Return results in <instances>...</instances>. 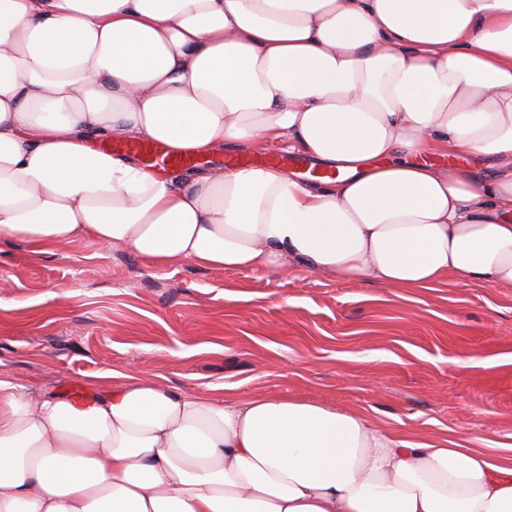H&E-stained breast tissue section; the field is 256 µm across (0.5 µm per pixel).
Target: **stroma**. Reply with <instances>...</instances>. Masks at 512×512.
<instances>
[{"label": "stroma", "mask_w": 512, "mask_h": 512, "mask_svg": "<svg viewBox=\"0 0 512 512\" xmlns=\"http://www.w3.org/2000/svg\"><path fill=\"white\" fill-rule=\"evenodd\" d=\"M0 374L69 398L144 372L189 393L301 397L419 439L512 448V289L396 293L269 271L155 268L0 238Z\"/></svg>", "instance_id": "1"}]
</instances>
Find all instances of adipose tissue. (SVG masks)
I'll return each instance as SVG.
<instances>
[{
  "instance_id": "ef3b65f1",
  "label": "adipose tissue",
  "mask_w": 512,
  "mask_h": 512,
  "mask_svg": "<svg viewBox=\"0 0 512 512\" xmlns=\"http://www.w3.org/2000/svg\"><path fill=\"white\" fill-rule=\"evenodd\" d=\"M234 143L161 172L94 138ZM496 155L476 173L433 157ZM401 292L512 288V0H0V237ZM0 512H512V457L147 375L77 406L0 375Z\"/></svg>"
}]
</instances>
